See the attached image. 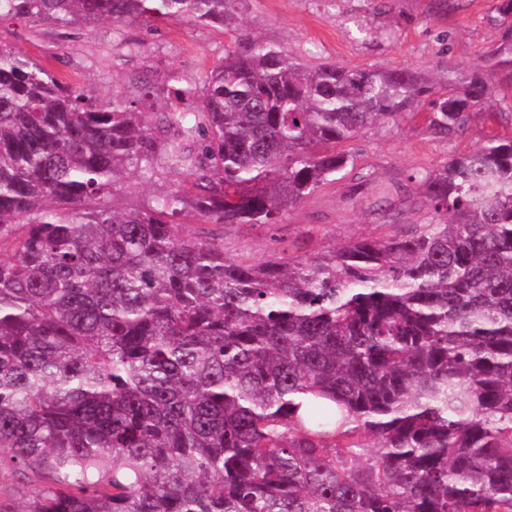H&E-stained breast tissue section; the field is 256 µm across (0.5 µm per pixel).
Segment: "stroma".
<instances>
[{
  "label": "stroma",
  "instance_id": "35a3bbf8",
  "mask_svg": "<svg viewBox=\"0 0 512 512\" xmlns=\"http://www.w3.org/2000/svg\"><path fill=\"white\" fill-rule=\"evenodd\" d=\"M236 10L247 28L300 62L411 68L443 80L483 65L503 31L495 0H239ZM359 19L373 29V37L357 34ZM0 41L66 82L92 84L105 100L132 92L136 76L156 84L173 71L200 79L223 57L229 35L219 26L168 19L150 26L101 22L64 36L16 17L0 21ZM117 54L124 64H114ZM489 132L477 121L463 135L441 140L418 115L372 129L352 145L357 171L372 176L363 193L349 198V177L326 184L289 209L280 224L225 229L224 251L249 261L283 249L305 256L404 231L427 216L409 174L471 150Z\"/></svg>",
  "mask_w": 512,
  "mask_h": 512
}]
</instances>
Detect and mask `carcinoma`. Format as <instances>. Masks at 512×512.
I'll list each match as a JSON object with an SVG mask.
<instances>
[{"label":"carcinoma","instance_id":"carcinoma-1","mask_svg":"<svg viewBox=\"0 0 512 512\" xmlns=\"http://www.w3.org/2000/svg\"><path fill=\"white\" fill-rule=\"evenodd\" d=\"M236 2L0 0L64 34L232 33L162 112L146 83L103 101L0 42V471L38 481L23 512H512V134L412 173L430 218L406 232L224 252L424 102L438 139L500 123L512 0L457 94L299 63ZM134 178L162 188L126 206Z\"/></svg>","mask_w":512,"mask_h":512}]
</instances>
